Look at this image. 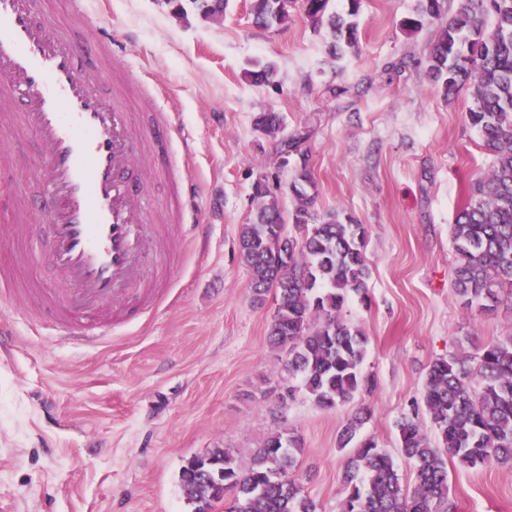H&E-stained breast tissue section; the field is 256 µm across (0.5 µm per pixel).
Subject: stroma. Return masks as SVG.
<instances>
[{"mask_svg": "<svg viewBox=\"0 0 512 512\" xmlns=\"http://www.w3.org/2000/svg\"><path fill=\"white\" fill-rule=\"evenodd\" d=\"M419 4L361 0L357 44L336 57L329 30L311 26L301 0L268 29L253 25L247 0H230L220 23L178 19L163 0H86L87 16L118 33L119 66L140 72L134 114L163 88L195 139L189 158L168 147L153 204L172 191L170 166L201 193L192 231L151 299L115 325L79 319L105 342L71 348L48 319L0 299V512H193L180 482L189 459L217 448L249 458L283 427L303 440L295 476L305 494L321 512H342L339 438L359 412L357 439L397 457L403 485L413 486L396 423L414 413L433 432L421 402L430 363L512 336V293L481 311L453 292L450 227L493 157L468 122V91L444 97L427 76L438 22L412 35L400 27ZM268 62L273 83L253 81L251 70ZM263 112L279 115L282 136L303 137V154H281L257 130ZM303 163L315 213L341 209L368 230L369 300L350 299L342 315L369 340L363 369L375 389L333 409L300 391L286 398L288 354L268 341L275 303L254 302L238 250L255 181L266 179L291 211L289 185ZM47 254L0 241V277L18 269L50 285ZM448 480L455 512H512V466L452 460Z\"/></svg>", "mask_w": 512, "mask_h": 512, "instance_id": "stroma-1", "label": "stroma"}]
</instances>
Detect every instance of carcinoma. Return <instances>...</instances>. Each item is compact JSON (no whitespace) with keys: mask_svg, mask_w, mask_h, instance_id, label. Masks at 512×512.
<instances>
[{"mask_svg":"<svg viewBox=\"0 0 512 512\" xmlns=\"http://www.w3.org/2000/svg\"><path fill=\"white\" fill-rule=\"evenodd\" d=\"M329 2L305 0L307 18L329 28L333 52L355 47L360 0H349L345 15L328 11ZM292 4L252 0L254 23L282 25ZM442 9L443 0H422L421 18H408L402 26L415 32L425 17L442 19ZM427 73L447 97L470 85L467 116L493 156L452 225L455 293L464 306L489 310L501 290L512 288V0H462L440 27ZM256 125L266 136L280 133L274 112L261 115ZM313 188L303 163L290 184L295 207L286 214L270 188L255 187L257 210L251 222L240 225L238 248L255 299L274 292L269 342L288 349L286 370L300 381L288 387V397L302 390L318 407L333 409L375 388L374 377L363 370L368 338L341 317L349 297L368 301L371 269L366 227L339 209L315 217ZM289 223L295 232H286ZM421 400L435 436L415 416L397 422L401 456L415 473L413 489L401 483L390 454L368 439L344 463L349 493L343 512H450L445 457L468 468L512 464V336L474 356L435 359ZM302 448L300 437L283 429L255 449L246 468L228 448L189 460L180 480L193 512H211L228 494L232 500L224 512H319L294 478Z\"/></svg>","mask_w":512,"mask_h":512,"instance_id":"1","label":"carcinoma"}]
</instances>
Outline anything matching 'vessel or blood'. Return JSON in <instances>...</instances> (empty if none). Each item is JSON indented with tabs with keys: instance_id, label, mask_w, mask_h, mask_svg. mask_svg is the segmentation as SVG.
I'll return each mask as SVG.
<instances>
[{
	"instance_id": "b4317fda",
	"label": "vessel or blood",
	"mask_w": 512,
	"mask_h": 512,
	"mask_svg": "<svg viewBox=\"0 0 512 512\" xmlns=\"http://www.w3.org/2000/svg\"><path fill=\"white\" fill-rule=\"evenodd\" d=\"M88 28L78 39L69 26L46 24L44 0H0V182L31 174L41 186L38 196L17 198L24 221L10 236L33 241L39 230L30 218L44 213L56 272L53 287L23 296L5 285L0 297L23 311L34 301L52 309L57 336L87 344L77 317L107 309L123 320L131 301L149 299L169 258L151 219L152 171L142 158L151 144L191 140L161 107L153 126L133 123L106 91L115 82V34ZM83 57L92 58L93 75L79 72ZM18 125L34 134L36 158L11 145Z\"/></svg>"
}]
</instances>
